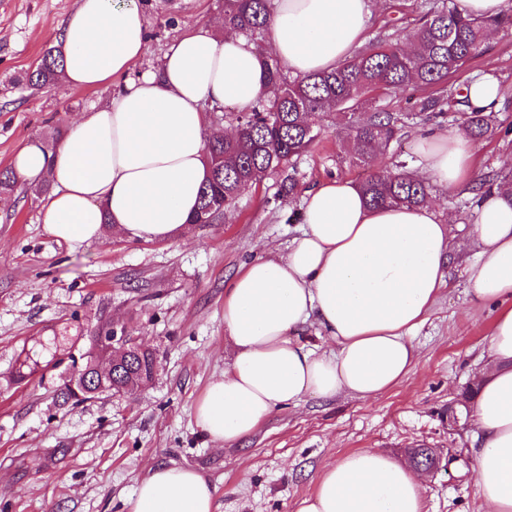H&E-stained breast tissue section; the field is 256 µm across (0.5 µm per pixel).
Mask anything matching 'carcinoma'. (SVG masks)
<instances>
[{
  "label": "carcinoma",
  "mask_w": 512,
  "mask_h": 512,
  "mask_svg": "<svg viewBox=\"0 0 512 512\" xmlns=\"http://www.w3.org/2000/svg\"><path fill=\"white\" fill-rule=\"evenodd\" d=\"M273 11L274 0H224V28L248 37L259 48ZM509 28V5L495 17L470 18L459 15L447 0H427L415 18L411 51L398 42L373 41L335 69L293 81L286 80L277 60L264 57L267 93L242 117L233 118L238 125L233 136L208 142L207 177L190 223H214L235 208L244 189L262 182L269 172L295 168L298 157L311 150L319 135L310 116L341 110L354 113L367 94L376 101L399 91L440 87L438 93L417 101L411 113L382 108L349 117L354 155L364 167L372 166L378 155L400 141L408 121L425 124L451 109L471 137L492 135V113L470 108L462 98L451 101L444 89L470 60L487 52L488 32ZM63 66L60 52L50 47L26 73V82L33 88L54 83L63 76ZM359 186L373 207L419 206L428 197V186L404 163L372 171ZM155 368L152 351L138 343L131 346L130 362L112 380V391L120 392L133 378L149 380Z\"/></svg>",
  "instance_id": "1"
}]
</instances>
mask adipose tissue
<instances>
[{
    "instance_id": "1",
    "label": "adipose tissue",
    "mask_w": 512,
    "mask_h": 512,
    "mask_svg": "<svg viewBox=\"0 0 512 512\" xmlns=\"http://www.w3.org/2000/svg\"><path fill=\"white\" fill-rule=\"evenodd\" d=\"M371 18L372 0H276L269 41L293 74L326 71L362 45ZM57 45L71 86L112 85L119 76L125 83L70 122L53 150L32 136L14 154L20 185L53 186L41 209L45 231L73 248L113 233L159 242L180 235L205 178L206 110L248 108L265 90L262 54L216 25L182 35L157 72L127 79L147 49L136 0H78ZM416 150L422 173L445 190L471 172L474 146L464 133L420 138ZM301 216L286 256L252 259L224 291L236 357L193 407L213 442L244 439L308 395L376 398L416 367L412 333L446 284L447 224L427 205L371 207L348 179L308 190ZM473 235V300L500 308L470 452L483 512H512V190L481 200ZM312 320L335 351L297 340ZM423 482L409 464L365 448L324 465L296 512H426ZM128 512H216L215 489L195 470L159 466Z\"/></svg>"
}]
</instances>
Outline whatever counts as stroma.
<instances>
[{"label":"stroma","instance_id":"1","mask_svg":"<svg viewBox=\"0 0 512 512\" xmlns=\"http://www.w3.org/2000/svg\"><path fill=\"white\" fill-rule=\"evenodd\" d=\"M78 0H0V169L27 136L64 131L68 118L102 105L111 89H80L65 80L38 88L24 77L54 46L61 21ZM148 31L135 73L157 70L184 33L223 16L224 0H137ZM369 38H403L414 27L409 0H379ZM452 80L453 91L490 73L503 101L492 137L475 140L470 179L512 181V30ZM345 114L322 112L319 137L296 162L299 193L276 194L282 173L246 189L235 210L212 224L188 225L180 237L134 242L112 235L70 248L40 221L41 193L17 187L0 208V512H128L139 481L160 465L197 470L215 488L216 512H296L320 469L362 449L398 461L418 445L437 449L439 470L426 474L428 512H479L471 428L448 424V409L475 387L488 362L496 309L471 299L465 273L478 248L472 237L477 198L466 186L430 185L439 218L450 219L459 255L447 284L414 332L416 369L374 399L303 398L275 411L250 437L212 442L192 409L236 349L224 332V289L258 255L282 257L301 224L300 194L332 178L364 175L350 150ZM451 121L412 125L380 160L418 171L417 137L457 131ZM125 329L157 357L154 380L131 394H103L78 405L59 393L68 352L88 350L103 323ZM36 372L17 378L25 358Z\"/></svg>","mask_w":512,"mask_h":512}]
</instances>
